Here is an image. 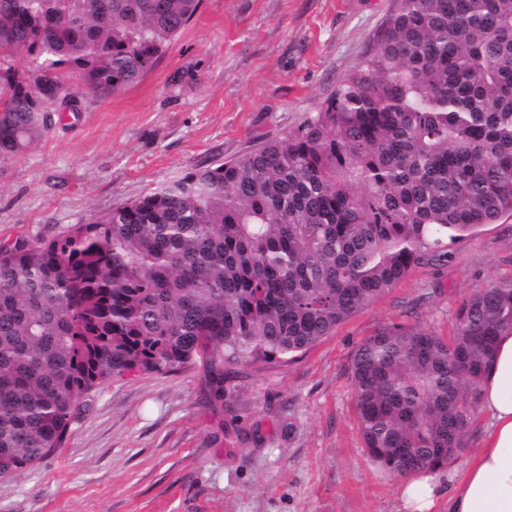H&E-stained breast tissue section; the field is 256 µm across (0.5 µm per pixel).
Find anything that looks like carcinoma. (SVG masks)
<instances>
[{
	"label": "carcinoma",
	"instance_id": "1",
	"mask_svg": "<svg viewBox=\"0 0 512 512\" xmlns=\"http://www.w3.org/2000/svg\"><path fill=\"white\" fill-rule=\"evenodd\" d=\"M202 0H0V157L63 119L66 84L137 82ZM512 218V0H397L377 48L297 129L195 169L51 241L0 245V477L62 447L113 377L307 351L476 228ZM512 282L473 291L450 336L390 324L351 355L369 457L446 468Z\"/></svg>",
	"mask_w": 512,
	"mask_h": 512
}]
</instances>
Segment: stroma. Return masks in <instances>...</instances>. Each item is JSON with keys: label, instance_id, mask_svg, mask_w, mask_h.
<instances>
[{"label": "stroma", "instance_id": "35a3bbf8", "mask_svg": "<svg viewBox=\"0 0 512 512\" xmlns=\"http://www.w3.org/2000/svg\"><path fill=\"white\" fill-rule=\"evenodd\" d=\"M397 0H203L155 67L0 159V242L50 241L216 160L296 129L377 46ZM512 281V219L465 237L310 351L107 380L63 448L0 477V512H396L398 478L364 451L347 365L382 326L449 334L477 289Z\"/></svg>", "mask_w": 512, "mask_h": 512}]
</instances>
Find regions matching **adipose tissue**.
<instances>
[{
	"label": "adipose tissue",
	"instance_id": "adipose-tissue-1",
	"mask_svg": "<svg viewBox=\"0 0 512 512\" xmlns=\"http://www.w3.org/2000/svg\"><path fill=\"white\" fill-rule=\"evenodd\" d=\"M484 437L462 475L402 476L398 512H512V335L500 336L480 391Z\"/></svg>",
	"mask_w": 512,
	"mask_h": 512
}]
</instances>
